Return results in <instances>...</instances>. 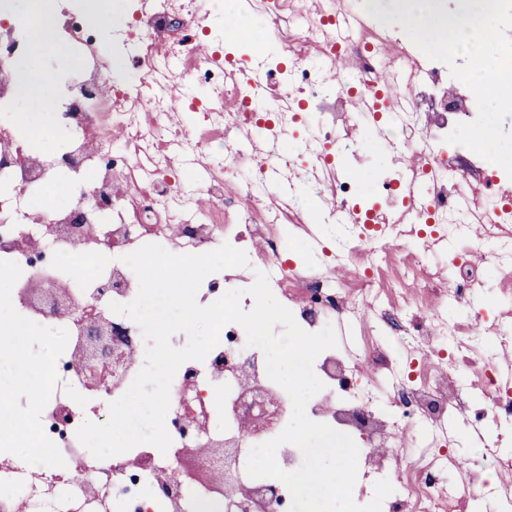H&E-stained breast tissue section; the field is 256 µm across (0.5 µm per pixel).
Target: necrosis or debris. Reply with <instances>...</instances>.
Wrapping results in <instances>:
<instances>
[{
	"label": "necrosis or debris",
	"mask_w": 512,
	"mask_h": 512,
	"mask_svg": "<svg viewBox=\"0 0 512 512\" xmlns=\"http://www.w3.org/2000/svg\"><path fill=\"white\" fill-rule=\"evenodd\" d=\"M361 2L320 0L309 19L292 0H234L258 41L286 49L285 67L225 55L224 31L212 24L222 0H127L128 20L108 39L70 2L56 12L55 34L71 58L56 77L50 126L38 133L43 149L0 123V275L14 283L7 306L16 320L35 335L63 327L68 340L43 370L30 432L49 455L0 468V512H240L244 505L288 512L287 486L269 507L265 481L245 467L253 446L285 429L293 406L239 325L222 330L204 361L178 369L166 416L169 455L143 444L99 460L76 436L85 406L121 397L145 362L140 327L110 309L138 292L123 256L145 244L199 254L226 243L267 274L299 326L333 327L338 345L314 361L324 388L306 412L365 437L373 474L359 496L393 475L385 512H465L466 496L448 479L459 467L454 423L466 419L492 448L500 419L512 417V382L502 380L477 333L492 324L499 347H512V324L489 322L484 310L488 267L502 275V296H512V202L498 197L481 207L456 194L472 179L495 183L482 158L445 141L460 118H476L474 95L445 64L428 60L413 95L390 101L374 74L411 67L413 56L402 33L375 21L363 29L342 23L344 13L362 15ZM26 52L25 26L0 9L2 113L14 110V65ZM176 112L194 113V124L173 121ZM354 122L385 128V153L413 147L425 164L396 168L383 183L390 205L372 206L346 226L337 249L316 247L306 263L283 260L282 226L310 234L313 223H337L338 206L351 200L335 159L359 151ZM257 137L259 155L250 147ZM291 138L299 142L292 152ZM200 154L207 164L190 172ZM270 167L285 176L303 171L316 212L298 196L268 193ZM479 242L490 250L477 253ZM65 255L81 258L83 272L64 270ZM47 278L67 290L69 306L36 297ZM411 283L420 301L448 298L466 317L419 309L413 330L398 338L400 300ZM103 317L118 335L102 352L107 374L94 378L79 351L89 322ZM370 317L378 327L372 343L363 333ZM261 409L267 421L258 427ZM218 437L236 444L234 496L217 485L156 493L179 455ZM55 457L69 469L52 467ZM79 471L91 472V481H76Z\"/></svg>",
	"instance_id": "4bbe7bcc"
}]
</instances>
